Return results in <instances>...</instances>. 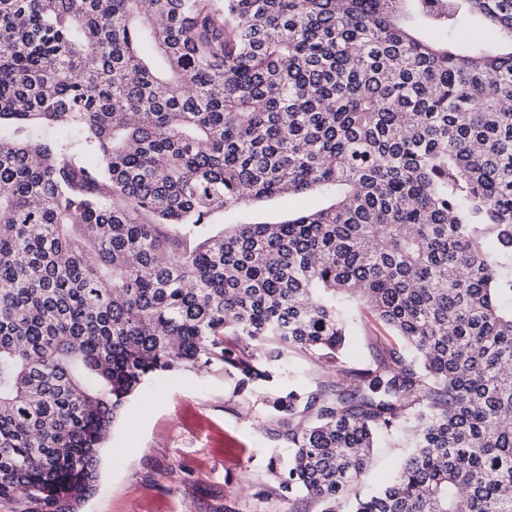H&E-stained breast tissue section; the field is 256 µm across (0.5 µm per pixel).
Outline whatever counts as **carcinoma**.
Returning <instances> with one entry per match:
<instances>
[{
  "label": "carcinoma",
  "instance_id": "carcinoma-1",
  "mask_svg": "<svg viewBox=\"0 0 512 512\" xmlns=\"http://www.w3.org/2000/svg\"><path fill=\"white\" fill-rule=\"evenodd\" d=\"M2 123L0 508L77 512L157 374L296 352L280 497L512 512V0H0ZM286 191L327 205L208 232ZM374 324V318L364 306H360L352 316L351 335L347 337L345 349V355L351 361L363 363L372 361L376 356L365 339V336H370L368 333L375 328ZM408 449L405 441L399 437L381 438L373 450L367 472L353 493L367 494L381 488L394 473Z\"/></svg>",
  "mask_w": 512,
  "mask_h": 512
}]
</instances>
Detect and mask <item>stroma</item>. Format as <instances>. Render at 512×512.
<instances>
[{
    "instance_id": "stroma-1",
    "label": "stroma",
    "mask_w": 512,
    "mask_h": 512,
    "mask_svg": "<svg viewBox=\"0 0 512 512\" xmlns=\"http://www.w3.org/2000/svg\"><path fill=\"white\" fill-rule=\"evenodd\" d=\"M321 204L313 195L282 194L215 215L212 229L276 224ZM290 364L271 384L241 393L220 372L190 369L152 379L113 426L99 480L79 512H289L269 473L288 451L271 435L262 401L271 389L326 377L303 357ZM407 451L403 439L381 438L357 493L381 488Z\"/></svg>"
}]
</instances>
